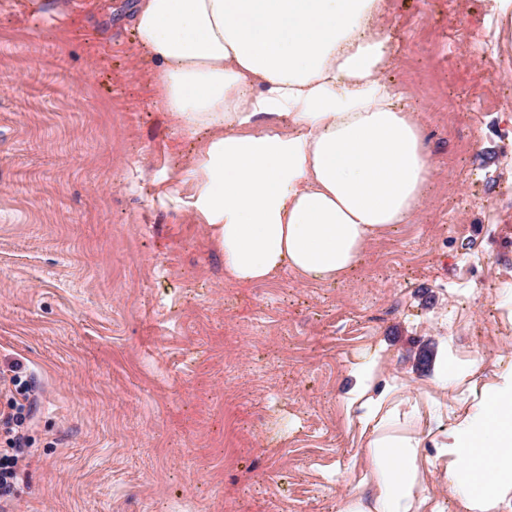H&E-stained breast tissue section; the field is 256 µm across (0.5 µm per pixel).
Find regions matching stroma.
I'll return each instance as SVG.
<instances>
[{"label":"stroma","instance_id":"35a3bbf8","mask_svg":"<svg viewBox=\"0 0 512 512\" xmlns=\"http://www.w3.org/2000/svg\"><path fill=\"white\" fill-rule=\"evenodd\" d=\"M0 0V371L31 410L15 512H342L372 500L348 400L379 369L419 440L422 512H458L446 448L512 368V48L489 0H387L383 77L423 123L418 215L335 283L224 279L157 190L196 149L122 28L137 0ZM472 375L442 387L449 357Z\"/></svg>","mask_w":512,"mask_h":512}]
</instances>
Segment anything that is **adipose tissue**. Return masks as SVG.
<instances>
[{
	"instance_id": "obj_1",
	"label": "adipose tissue",
	"mask_w": 512,
	"mask_h": 512,
	"mask_svg": "<svg viewBox=\"0 0 512 512\" xmlns=\"http://www.w3.org/2000/svg\"><path fill=\"white\" fill-rule=\"evenodd\" d=\"M384 0H140L135 48L158 74L157 107L204 132L163 195L188 209L224 253V278L284 269L336 282L370 240L407 223L434 175L422 127L382 74ZM371 432L373 505L421 512L415 438L392 433L385 397L352 400ZM449 492L463 512L512 496V374L485 389L448 448Z\"/></svg>"
}]
</instances>
